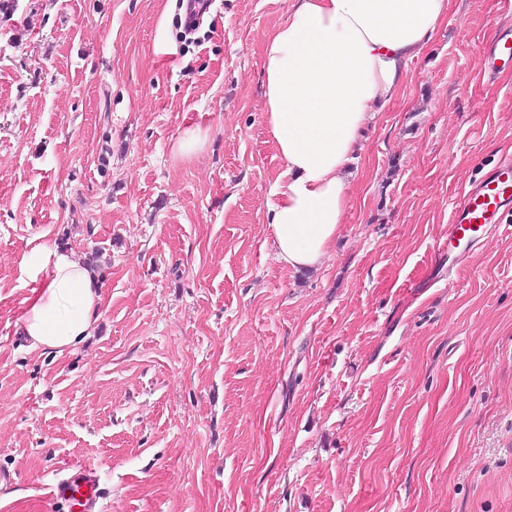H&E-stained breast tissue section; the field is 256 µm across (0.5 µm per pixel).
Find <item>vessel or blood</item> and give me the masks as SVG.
<instances>
[{
    "label": "vessel or blood",
    "mask_w": 512,
    "mask_h": 512,
    "mask_svg": "<svg viewBox=\"0 0 512 512\" xmlns=\"http://www.w3.org/2000/svg\"><path fill=\"white\" fill-rule=\"evenodd\" d=\"M512 204V165L503 166L478 190L466 192L456 203L448 226L449 239L475 242L489 224L498 223L502 208ZM53 496L68 504L69 512H101L100 480L89 465L66 469L52 486Z\"/></svg>",
    "instance_id": "vessel-or-blood-1"
}]
</instances>
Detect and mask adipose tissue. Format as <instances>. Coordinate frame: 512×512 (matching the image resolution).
I'll return each mask as SVG.
<instances>
[{"instance_id":"1","label":"adipose tissue","mask_w":512,"mask_h":512,"mask_svg":"<svg viewBox=\"0 0 512 512\" xmlns=\"http://www.w3.org/2000/svg\"><path fill=\"white\" fill-rule=\"evenodd\" d=\"M448 14V0H294L262 47L267 133L286 168L267 204L279 258L321 264L351 202L346 172L360 136L402 89ZM43 288L20 317L35 349L91 336L103 297L89 267L50 251Z\"/></svg>"}]
</instances>
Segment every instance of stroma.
Here are the masks:
<instances>
[{"instance_id":"1","label":"stroma","mask_w":512,"mask_h":512,"mask_svg":"<svg viewBox=\"0 0 512 512\" xmlns=\"http://www.w3.org/2000/svg\"><path fill=\"white\" fill-rule=\"evenodd\" d=\"M293 0H0V512H512V211L457 278L456 202L512 160V0H448L350 167L323 263L274 249L285 169L262 41ZM208 137L193 159L183 131ZM64 247L94 266L93 336L32 349L17 320ZM53 496L69 505L70 512H101L100 480L90 465L71 466L52 485Z\"/></svg>"}]
</instances>
